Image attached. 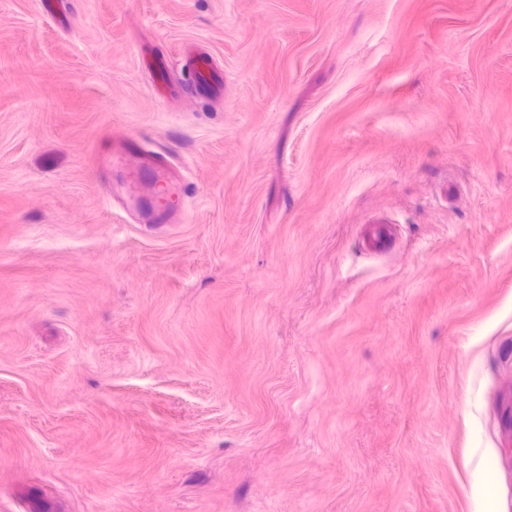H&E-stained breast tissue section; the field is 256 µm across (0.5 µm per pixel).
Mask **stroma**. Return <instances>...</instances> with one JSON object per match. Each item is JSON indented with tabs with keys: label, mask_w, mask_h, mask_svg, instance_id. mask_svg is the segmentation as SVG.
<instances>
[{
	"label": "stroma",
	"mask_w": 512,
	"mask_h": 512,
	"mask_svg": "<svg viewBox=\"0 0 512 512\" xmlns=\"http://www.w3.org/2000/svg\"><path fill=\"white\" fill-rule=\"evenodd\" d=\"M62 2L0 0V512H512V0ZM189 74L195 96L207 98L219 87L221 76L207 57L191 55ZM147 155L144 159V166L152 173L156 179L157 185H171L175 190H178V184L171 175V170L165 158V155L160 152L146 151Z\"/></svg>",
	"instance_id": "stroma-1"
}]
</instances>
